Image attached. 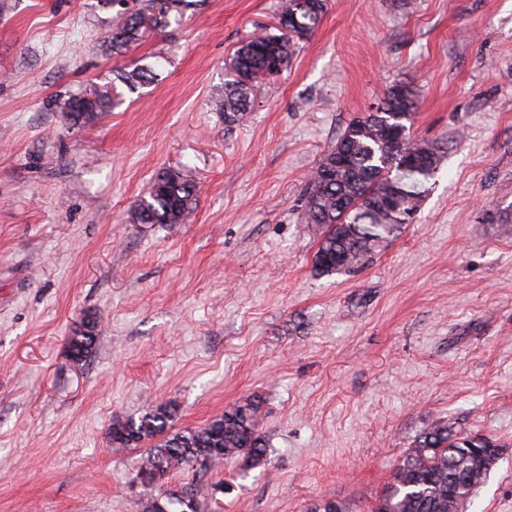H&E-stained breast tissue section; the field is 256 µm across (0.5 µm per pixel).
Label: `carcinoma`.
<instances>
[{
  "mask_svg": "<svg viewBox=\"0 0 512 512\" xmlns=\"http://www.w3.org/2000/svg\"><path fill=\"white\" fill-rule=\"evenodd\" d=\"M107 0L118 7L112 16L108 44L119 54L142 37L145 25L168 26L170 15L181 13L192 0ZM327 0H286L279 33H267L236 50L237 67L224 84V96L214 108L224 122H240L253 106V91L270 77L287 69L297 45L322 21ZM416 90L406 82L386 89L376 106L352 120L322 158L308 182L302 215L307 224H320L324 235L314 255L321 275L350 272L364 266L376 249L405 228V217L418 212L442 164L440 149L425 144L406 168L387 164L386 140L393 128H406L416 109ZM67 128L85 127L112 107L109 95L81 91L53 104ZM343 150L353 156L350 169L330 166L332 155ZM197 187L177 169H163L146 195L132 210L135 224H182L197 204ZM98 318L91 316L67 340L71 359L83 363L95 351ZM263 401L252 397L224 410L208 423L171 431L175 408L160 404L137 418L112 421L108 432L115 448L136 447L156 441L146 450L138 475L159 496L147 500L144 512H201L195 489L186 484L168 486L169 478L189 467L208 470L245 456L254 465L266 462V445L260 433ZM482 435L462 436L449 424L423 430L396 467L386 494L373 512H455L452 492L464 470L473 467L469 448H484Z\"/></svg>",
  "mask_w": 512,
  "mask_h": 512,
  "instance_id": "1",
  "label": "carcinoma"
}]
</instances>
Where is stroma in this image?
<instances>
[{"label": "stroma", "mask_w": 512, "mask_h": 512, "mask_svg": "<svg viewBox=\"0 0 512 512\" xmlns=\"http://www.w3.org/2000/svg\"><path fill=\"white\" fill-rule=\"evenodd\" d=\"M281 4L203 0L115 55L99 0H0V512H142L143 450L112 447V421L171 403L182 430L255 395L266 464L171 478L202 512H370L439 422L500 444L477 503L512 512V0H328L225 123L226 59ZM398 81L443 165L364 268L317 274L309 176ZM85 90L114 108L65 129L50 100ZM168 167L194 210L132 223ZM93 314L78 366L66 340Z\"/></svg>", "instance_id": "obj_1"}]
</instances>
